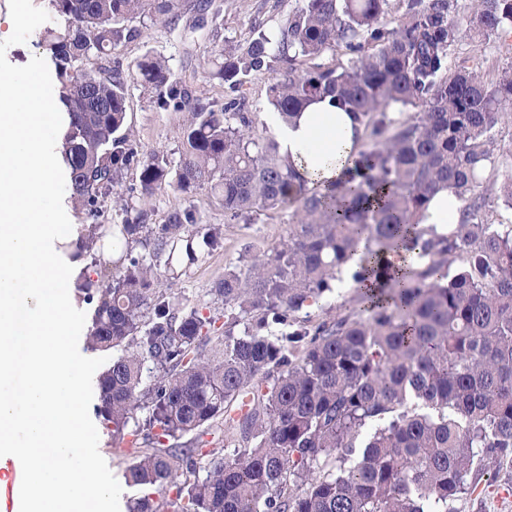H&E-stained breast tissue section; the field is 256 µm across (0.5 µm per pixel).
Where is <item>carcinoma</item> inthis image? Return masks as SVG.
<instances>
[{
	"label": "carcinoma",
	"instance_id": "cac0c4a2",
	"mask_svg": "<svg viewBox=\"0 0 512 512\" xmlns=\"http://www.w3.org/2000/svg\"><path fill=\"white\" fill-rule=\"evenodd\" d=\"M65 29L42 45L62 80L69 116L62 155L70 198L89 220L76 283L95 304L87 346L117 352L97 378V413L130 439L126 484L144 494L129 512H457L486 467L512 459V224L484 218L495 167L491 132L512 107V71L493 83L449 60L460 25L487 39L512 27V0H403L395 27L378 25L388 0H302L277 52L261 29L218 51L213 76L234 88L273 71L267 100L284 122L315 97L353 115L371 144L353 173L309 181L237 102L216 107L146 54L137 76L158 112H183L175 162L139 155L127 124V75L115 51L146 21L204 16L210 0H51ZM374 48L364 51L361 40ZM344 45L342 64L321 62ZM93 58L97 67L76 64ZM392 104L417 109L396 124ZM131 167L138 193L176 183L222 197L224 220L293 209L288 236L248 255L210 290L215 319L159 285L174 256L189 263L220 229L191 210L152 224L127 201L121 224L105 202ZM448 189L462 202L449 235L421 223ZM112 237L117 262L100 258ZM363 309L312 322L309 308L356 254ZM394 254L410 255L403 266ZM225 421L229 454L200 435Z\"/></svg>",
	"mask_w": 512,
	"mask_h": 512
}]
</instances>
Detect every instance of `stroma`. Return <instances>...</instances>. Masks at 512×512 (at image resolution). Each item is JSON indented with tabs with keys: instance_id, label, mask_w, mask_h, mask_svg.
<instances>
[{
	"instance_id": "obj_1",
	"label": "stroma",
	"mask_w": 512,
	"mask_h": 512,
	"mask_svg": "<svg viewBox=\"0 0 512 512\" xmlns=\"http://www.w3.org/2000/svg\"><path fill=\"white\" fill-rule=\"evenodd\" d=\"M217 17L207 27L194 25L192 14H185L171 24L148 25L141 40L118 48L116 55L126 67H134L145 51L166 59L181 81L196 95L226 104L244 101L258 126H266L272 108L266 90L273 74L262 71L252 76L248 85L239 90L229 89L211 76V61L216 51L227 45H237L250 39L253 29L260 28L271 37H278L286 20L301 4V0H213ZM452 62H467L470 68L486 80H496L501 72L512 69V36L480 40L468 31H461L451 56ZM185 115L181 112H159L144 92L136 75L127 81V120L133 132L134 145L144 156L160 154L174 159L182 142ZM138 170H130L107 202L108 223L120 224L125 219L123 204L132 200L146 210L152 223L162 224L177 209L197 211L204 223L221 229V244L190 267L168 271L174 292L191 305H205L211 300L210 290L224 276L225 270L239 265L246 252L277 246L287 236L291 213L270 211L250 223L230 224L224 220V205L220 196L203 188L184 193L166 186L153 195L129 198L128 190L138 183ZM481 495L457 501L458 512H512V465L502 464L488 469L482 479Z\"/></svg>"
}]
</instances>
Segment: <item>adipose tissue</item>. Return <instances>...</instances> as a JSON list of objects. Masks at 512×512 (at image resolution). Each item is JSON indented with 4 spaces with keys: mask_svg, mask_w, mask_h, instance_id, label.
Instances as JSON below:
<instances>
[{
    "mask_svg": "<svg viewBox=\"0 0 512 512\" xmlns=\"http://www.w3.org/2000/svg\"><path fill=\"white\" fill-rule=\"evenodd\" d=\"M281 156L315 182L344 177L358 154L360 135L353 119L332 97L311 102L296 123L287 124L270 115Z\"/></svg>",
    "mask_w": 512,
    "mask_h": 512,
    "instance_id": "adipose-tissue-1",
    "label": "adipose tissue"
}]
</instances>
